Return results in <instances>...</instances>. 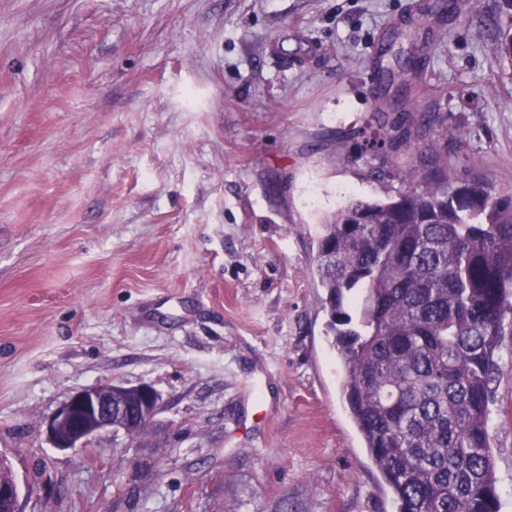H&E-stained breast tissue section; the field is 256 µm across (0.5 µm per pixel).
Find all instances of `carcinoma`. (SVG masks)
Returning a JSON list of instances; mask_svg holds the SVG:
<instances>
[{"mask_svg":"<svg viewBox=\"0 0 512 512\" xmlns=\"http://www.w3.org/2000/svg\"><path fill=\"white\" fill-rule=\"evenodd\" d=\"M512 64V23L495 46ZM375 120L364 150L425 159L396 166L385 201L352 200L318 242L343 396L398 512H498L488 430L504 321L512 315V192L456 179L430 140L434 112Z\"/></svg>","mask_w":512,"mask_h":512,"instance_id":"obj_1","label":"carcinoma"}]
</instances>
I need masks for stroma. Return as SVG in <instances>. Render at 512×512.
<instances>
[{
    "label": "stroma",
    "mask_w": 512,
    "mask_h": 512,
    "mask_svg": "<svg viewBox=\"0 0 512 512\" xmlns=\"http://www.w3.org/2000/svg\"><path fill=\"white\" fill-rule=\"evenodd\" d=\"M0 0V461L22 512H398L342 396L330 215L397 196L379 112L446 116L457 178L512 190L507 0ZM413 58L378 78L387 37ZM114 381L140 439L60 450L47 419ZM490 452L512 512V336Z\"/></svg>",
    "instance_id": "1"
}]
</instances>
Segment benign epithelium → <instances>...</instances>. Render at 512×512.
I'll return each mask as SVG.
<instances>
[{"instance_id":"benign-epithelium-1","label":"benign epithelium","mask_w":512,"mask_h":512,"mask_svg":"<svg viewBox=\"0 0 512 512\" xmlns=\"http://www.w3.org/2000/svg\"><path fill=\"white\" fill-rule=\"evenodd\" d=\"M113 387L114 383L107 382L70 395L47 421V438L52 447L61 450L88 448L116 427L115 419L134 418L151 428L162 409L160 394L150 386L140 385L136 391L141 402L131 405L112 398ZM19 499L17 482L0 483V501H8L9 512H21Z\"/></svg>"}]
</instances>
